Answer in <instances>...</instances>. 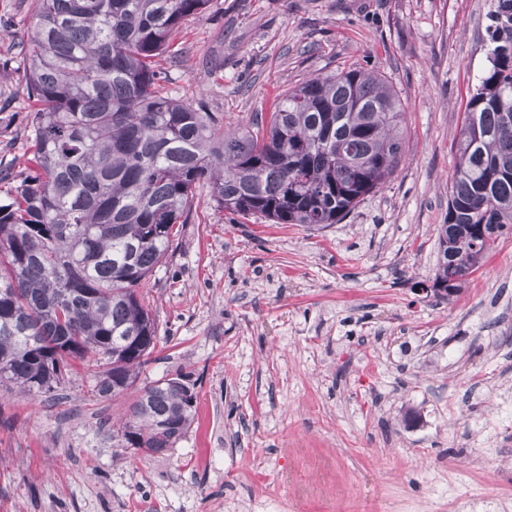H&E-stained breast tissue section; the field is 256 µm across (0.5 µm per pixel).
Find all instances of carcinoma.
Here are the masks:
<instances>
[{"instance_id": "1", "label": "carcinoma", "mask_w": 512, "mask_h": 512, "mask_svg": "<svg viewBox=\"0 0 512 512\" xmlns=\"http://www.w3.org/2000/svg\"><path fill=\"white\" fill-rule=\"evenodd\" d=\"M209 0H34L25 167L0 173V386L56 391L75 361L92 391L130 400L122 447L162 454L190 429L197 394L178 373L142 387L158 343L138 294L197 191L243 219L337 224L393 176L404 108L350 65L288 89L234 130L163 92L156 59ZM486 27L490 67L463 112L432 282L462 290L512 230V0Z\"/></svg>"}]
</instances>
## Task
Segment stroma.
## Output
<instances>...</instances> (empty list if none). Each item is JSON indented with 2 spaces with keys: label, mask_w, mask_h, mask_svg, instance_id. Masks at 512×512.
Masks as SVG:
<instances>
[{
  "label": "stroma",
  "mask_w": 512,
  "mask_h": 512,
  "mask_svg": "<svg viewBox=\"0 0 512 512\" xmlns=\"http://www.w3.org/2000/svg\"><path fill=\"white\" fill-rule=\"evenodd\" d=\"M494 0H210L158 60L169 96L243 123L359 64L405 112L393 177L340 223L229 220L208 190L142 284L145 385L198 395L173 449L120 447L126 399L76 362L58 391L0 389V512H512V234L452 301L426 294L452 149L489 66ZM33 0H0V162L25 166Z\"/></svg>",
  "instance_id": "35a3bbf8"
}]
</instances>
